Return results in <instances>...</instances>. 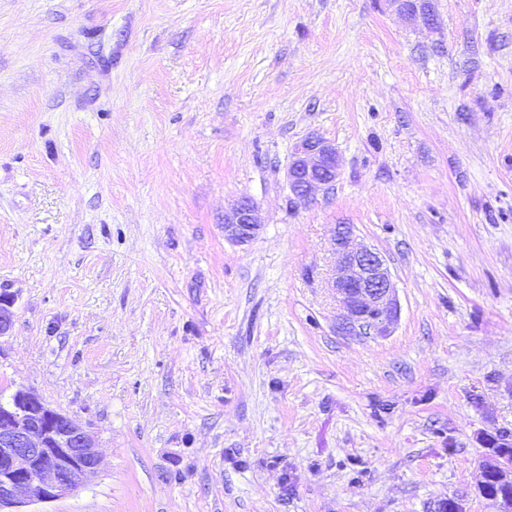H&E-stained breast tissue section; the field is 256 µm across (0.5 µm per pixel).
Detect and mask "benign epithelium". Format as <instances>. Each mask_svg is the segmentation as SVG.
I'll return each instance as SVG.
<instances>
[{"instance_id":"7a95c632","label":"benign epithelium","mask_w":512,"mask_h":512,"mask_svg":"<svg viewBox=\"0 0 512 512\" xmlns=\"http://www.w3.org/2000/svg\"><path fill=\"white\" fill-rule=\"evenodd\" d=\"M405 20L434 28L438 18L431 0H389ZM335 145L318 135L294 149L287 170L291 195L308 202L320 189L332 186L340 173ZM256 204L242 198L224 210V238L245 243L258 233ZM337 256L332 288L338 303L336 328L348 335L387 336L400 307L386 257L357 241L349 224L336 226ZM16 297L0 292V336L12 326ZM102 463L92 437L75 417L49 407L35 393L17 389L0 403V512H14L31 502H52L86 485ZM495 475L512 479V468L495 457L480 471V481Z\"/></svg>"}]
</instances>
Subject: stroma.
<instances>
[{
  "instance_id": "35a3bbf8",
  "label": "stroma",
  "mask_w": 512,
  "mask_h": 512,
  "mask_svg": "<svg viewBox=\"0 0 512 512\" xmlns=\"http://www.w3.org/2000/svg\"><path fill=\"white\" fill-rule=\"evenodd\" d=\"M0 0V396L98 474L46 512H497L512 431V0ZM341 159L292 203L310 134ZM248 198L260 229L224 237ZM387 258L336 328V225ZM389 2L396 6V11L400 16L411 23L420 21L429 28H435L438 24L432 1L389 0ZM333 249L337 256L332 280L339 310L336 328L348 335H389L400 307L386 257L358 242L349 224L336 226ZM480 494L489 499V497H495L492 500L498 508V512H511L512 511V483L501 482L496 480H488L483 487H479ZM510 495V496H509ZM503 496L499 499L497 497ZM509 496V497H504Z\"/></svg>"
}]
</instances>
